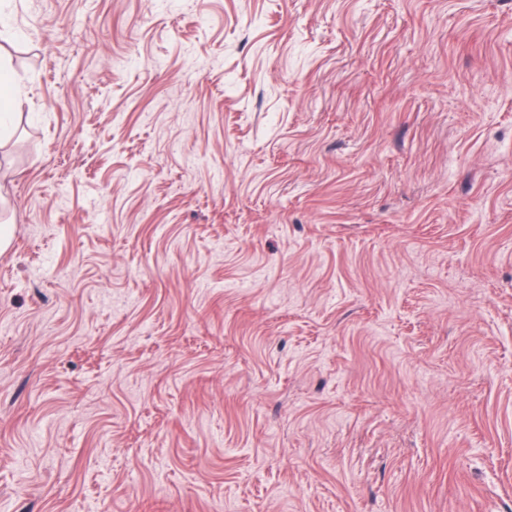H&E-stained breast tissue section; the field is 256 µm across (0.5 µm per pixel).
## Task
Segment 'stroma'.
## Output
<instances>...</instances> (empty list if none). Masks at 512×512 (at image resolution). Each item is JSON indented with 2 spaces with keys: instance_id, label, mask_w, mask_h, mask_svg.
Wrapping results in <instances>:
<instances>
[{
  "instance_id": "1",
  "label": "stroma",
  "mask_w": 512,
  "mask_h": 512,
  "mask_svg": "<svg viewBox=\"0 0 512 512\" xmlns=\"http://www.w3.org/2000/svg\"><path fill=\"white\" fill-rule=\"evenodd\" d=\"M0 512H512V0H0Z\"/></svg>"
}]
</instances>
